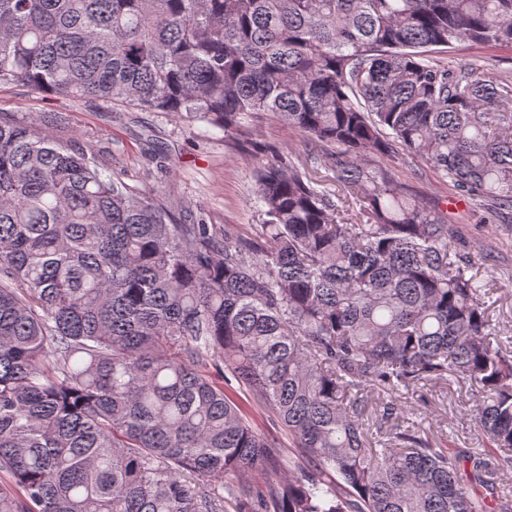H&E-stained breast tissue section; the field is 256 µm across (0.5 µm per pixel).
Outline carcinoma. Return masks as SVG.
Returning <instances> with one entry per match:
<instances>
[{
    "label": "carcinoma",
    "instance_id": "cac0c4a2",
    "mask_svg": "<svg viewBox=\"0 0 512 512\" xmlns=\"http://www.w3.org/2000/svg\"><path fill=\"white\" fill-rule=\"evenodd\" d=\"M458 44L512 50V0H0V87L226 137L276 121L326 170L262 152L259 235L218 238L51 113L0 111V512H512V342L482 257L389 166L512 220V78L438 58ZM218 361L302 478L254 479L284 448ZM451 381L486 447L396 423L401 392ZM228 379L224 378V391L231 394L240 395L242 401L246 406V410L249 414L250 421L261 431L277 439L282 445H285L286 448V465L276 472H270L267 476L271 481H275L280 479L281 477H289V476H300L301 471L294 467V465L290 462L288 463V456L291 458L290 460H296L298 456V452L295 448H288V433L283 430L282 426L276 422L271 420V414L263 409L262 407L251 403H248L246 400V396L242 391L239 390L238 383L229 375L226 374ZM289 449V450H288ZM289 464V465H288Z\"/></svg>",
    "mask_w": 512,
    "mask_h": 512
}]
</instances>
